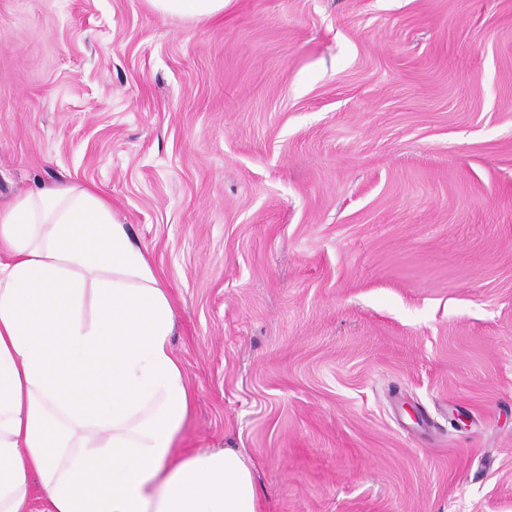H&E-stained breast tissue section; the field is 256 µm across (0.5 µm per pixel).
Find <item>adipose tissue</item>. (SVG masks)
Masks as SVG:
<instances>
[{
    "label": "adipose tissue",
    "instance_id": "obj_1",
    "mask_svg": "<svg viewBox=\"0 0 512 512\" xmlns=\"http://www.w3.org/2000/svg\"><path fill=\"white\" fill-rule=\"evenodd\" d=\"M169 287L97 190L0 208V512H261L240 452L178 454Z\"/></svg>",
    "mask_w": 512,
    "mask_h": 512
}]
</instances>
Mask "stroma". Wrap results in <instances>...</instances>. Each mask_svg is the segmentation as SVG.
<instances>
[{"instance_id": "35a3bbf8", "label": "stroma", "mask_w": 512, "mask_h": 512, "mask_svg": "<svg viewBox=\"0 0 512 512\" xmlns=\"http://www.w3.org/2000/svg\"><path fill=\"white\" fill-rule=\"evenodd\" d=\"M58 183L262 512H512V0H0V205ZM150 6L163 15L188 18H210L224 11L228 0H147Z\"/></svg>"}]
</instances>
